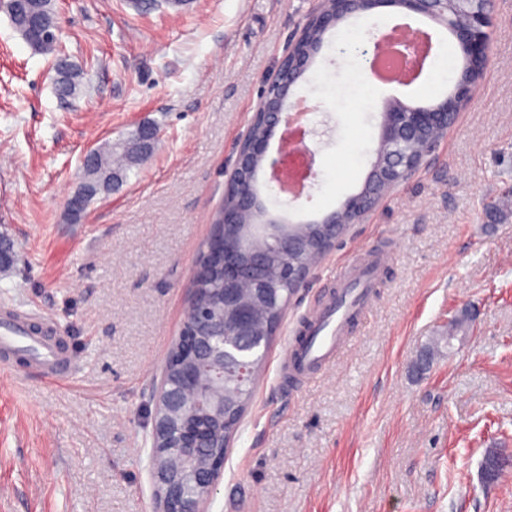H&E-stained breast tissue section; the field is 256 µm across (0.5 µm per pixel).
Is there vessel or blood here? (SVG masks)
<instances>
[{
  "label": "vessel or blood",
  "instance_id": "vessel-or-blood-1",
  "mask_svg": "<svg viewBox=\"0 0 512 512\" xmlns=\"http://www.w3.org/2000/svg\"><path fill=\"white\" fill-rule=\"evenodd\" d=\"M378 268L370 259L360 267L339 271L342 286L335 301L311 318L305 335L290 351L288 365L293 371L309 376L335 361L348 327L368 313ZM55 335L54 324L35 321L32 313L14 305L0 306V361H25L50 385L68 382L83 364Z\"/></svg>",
  "mask_w": 512,
  "mask_h": 512
}]
</instances>
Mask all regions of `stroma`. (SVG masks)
<instances>
[{
  "label": "stroma",
  "instance_id": "obj_1",
  "mask_svg": "<svg viewBox=\"0 0 512 512\" xmlns=\"http://www.w3.org/2000/svg\"><path fill=\"white\" fill-rule=\"evenodd\" d=\"M315 0H55L56 53L83 70L54 92L56 54L34 52L0 12V305L51 320L86 365L47 385L0 368V512H153L152 388L185 319L202 245L246 134ZM483 75L415 175L384 194L291 300L224 459L209 512H512V468L484 487L487 449L512 453V0H494ZM402 9L327 32L297 92L319 106L317 177L298 200L262 185L271 213L312 220L358 192L393 98L442 93L437 68L373 84L366 44ZM155 125L153 151L81 220L65 200L86 150ZM381 268L364 322L334 364L282 383L307 314L365 254ZM477 320L444 343L464 310ZM438 344L415 374L419 350Z\"/></svg>",
  "mask_w": 512,
  "mask_h": 512
}]
</instances>
